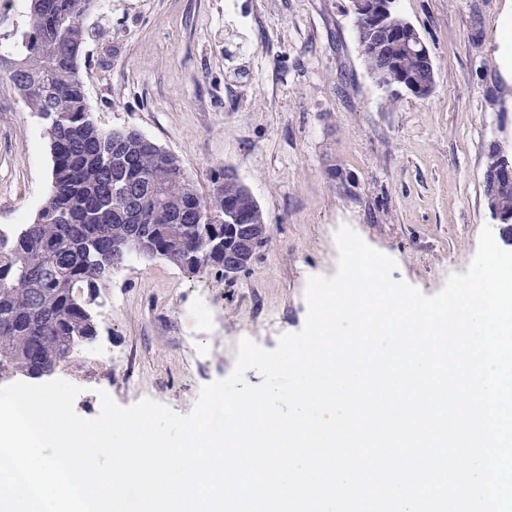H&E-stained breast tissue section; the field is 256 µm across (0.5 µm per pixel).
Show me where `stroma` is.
<instances>
[{
    "mask_svg": "<svg viewBox=\"0 0 512 512\" xmlns=\"http://www.w3.org/2000/svg\"><path fill=\"white\" fill-rule=\"evenodd\" d=\"M434 66L429 96L390 99L370 75L347 0H98L85 19L87 103L106 128L172 152L200 192L234 170L270 238L234 281L130 255L93 308L109 363L56 368L81 387L179 414L227 378L237 346L266 350L305 324L307 280L337 271L349 226L397 264L392 277L437 294L466 272L493 218L482 178L512 147V57L498 44L512 0H398ZM30 0H0V54L27 29ZM42 119L0 85V233L32 221L50 184ZM135 374L125 371L130 350Z\"/></svg>",
    "mask_w": 512,
    "mask_h": 512,
    "instance_id": "1",
    "label": "stroma"
}]
</instances>
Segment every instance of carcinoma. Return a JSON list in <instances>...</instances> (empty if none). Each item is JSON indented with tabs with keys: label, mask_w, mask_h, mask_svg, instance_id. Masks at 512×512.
I'll use <instances>...</instances> for the list:
<instances>
[{
	"label": "carcinoma",
	"mask_w": 512,
	"mask_h": 512,
	"mask_svg": "<svg viewBox=\"0 0 512 512\" xmlns=\"http://www.w3.org/2000/svg\"><path fill=\"white\" fill-rule=\"evenodd\" d=\"M97 0H31L18 58L0 57V83L44 118L51 190L34 220L0 233V378L40 379L98 336L91 306L135 253L191 274L224 272L236 248L224 229L235 207L245 224L265 217L229 177L199 192L179 159L134 128H104L89 108L81 61L84 20ZM410 23L395 9L374 37L392 62L382 81L398 97L409 79L432 92L433 68L404 44Z\"/></svg>",
	"instance_id": "obj_1"
}]
</instances>
